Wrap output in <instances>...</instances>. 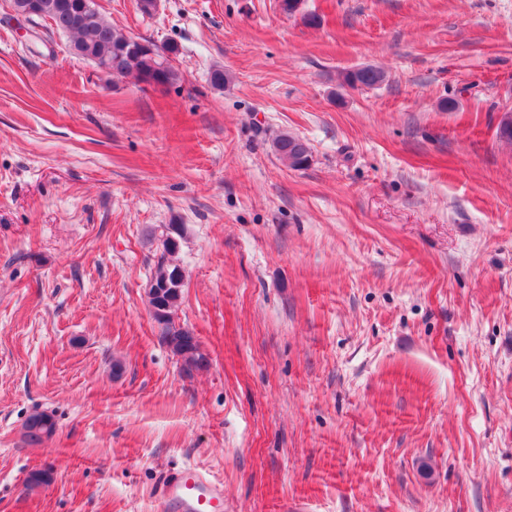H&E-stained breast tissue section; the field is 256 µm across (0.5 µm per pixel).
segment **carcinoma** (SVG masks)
<instances>
[{
	"instance_id": "cac0c4a2",
	"label": "carcinoma",
	"mask_w": 512,
	"mask_h": 512,
	"mask_svg": "<svg viewBox=\"0 0 512 512\" xmlns=\"http://www.w3.org/2000/svg\"><path fill=\"white\" fill-rule=\"evenodd\" d=\"M40 18L50 22L54 31L72 39L71 49L75 54L90 61L112 63V73L133 74L142 83L151 86H167L179 80L178 72L168 63L167 55L177 53V48L169 46L164 51L146 49L143 43H135V38L112 25L97 13L88 19L82 14L83 0H39ZM384 80L380 70L365 66L344 74V84L350 87H372ZM279 159L290 167L300 169L307 166L309 148L298 137L282 134L273 142ZM173 251L165 248L158 258L148 290L151 309L164 308L174 313L179 307L184 276L181 269L167 262ZM162 341L181 362L183 371L191 375L204 370L209 359L200 345L191 342L188 331L168 321L161 331ZM24 440L38 445L55 432V422L51 415L36 412L30 415L24 425Z\"/></svg>"
}]
</instances>
